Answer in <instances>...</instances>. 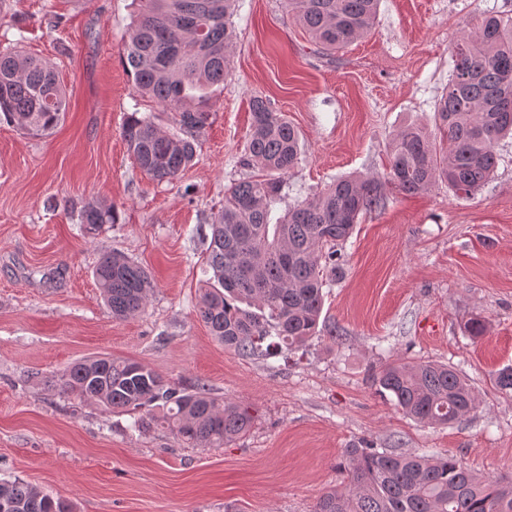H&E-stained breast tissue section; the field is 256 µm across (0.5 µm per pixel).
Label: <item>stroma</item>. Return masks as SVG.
Returning a JSON list of instances; mask_svg holds the SVG:
<instances>
[{
  "label": "stroma",
  "mask_w": 512,
  "mask_h": 512,
  "mask_svg": "<svg viewBox=\"0 0 512 512\" xmlns=\"http://www.w3.org/2000/svg\"><path fill=\"white\" fill-rule=\"evenodd\" d=\"M132 0H0V51L21 41L50 61L69 96L46 137L0 123V479H21L76 512H312L343 481L345 448L455 456L484 476L512 474V138L494 176L468 199L436 183L390 194L363 213L325 287L320 330L295 354L244 357L197 315L209 224L243 176L250 101L261 96L300 134L301 156L272 214L346 175L385 176L393 135L430 123L453 44L512 0H381L375 24L322 54L284 0H238L232 73L208 104L194 165L150 179L121 137L128 113L169 114L135 94L121 40ZM115 205L96 235L76 222L88 202ZM131 257L157 287L146 308L113 318L92 270ZM482 319L484 336L464 327ZM336 327L342 339L327 335ZM143 363L164 379L248 407L251 432L218 448L168 431H129L130 416L63 395L57 379L91 356ZM397 357L455 367L480 405L426 425L369 381Z\"/></svg>",
  "instance_id": "obj_1"
}]
</instances>
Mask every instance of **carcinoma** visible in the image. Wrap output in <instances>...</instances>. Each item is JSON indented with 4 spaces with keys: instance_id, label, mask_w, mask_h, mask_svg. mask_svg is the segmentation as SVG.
<instances>
[{
    "instance_id": "obj_1",
    "label": "carcinoma",
    "mask_w": 512,
    "mask_h": 512,
    "mask_svg": "<svg viewBox=\"0 0 512 512\" xmlns=\"http://www.w3.org/2000/svg\"><path fill=\"white\" fill-rule=\"evenodd\" d=\"M138 13L122 42L134 91L170 112L165 132L150 113L127 114L121 136L138 167L170 182L192 166L209 113L208 90L224 83L233 64L231 17L237 0H135ZM379 0H286L296 22L320 49L333 54L373 27ZM434 122L446 145L410 125L394 134L387 177L346 176L290 207L276 224L270 209L284 178L298 163V133L262 97L251 101V134L242 165L268 173L231 184L210 224L203 273L208 278L198 313L224 348L241 356L285 354L317 333L323 288L336 274L338 246L352 236L361 214L388 194H419L445 182L455 196H473L497 166L494 144L512 135V16L489 15L462 33L452 55ZM69 97L53 65L22 50L0 54V123L31 135L52 133ZM79 223L93 234L116 223V207L89 202ZM94 282L112 317L142 311L155 282L143 266L112 252ZM408 417L447 425L479 407V395L455 368L397 358L370 376ZM60 391L114 412L141 411L131 429L161 426L183 444L222 448L250 431V411L184 388L130 359L92 357L71 365ZM348 482L326 491L313 512H512V477L479 476L455 457L406 455L369 443L345 451ZM0 512H74L73 505L31 484L0 480Z\"/></svg>"
}]
</instances>
